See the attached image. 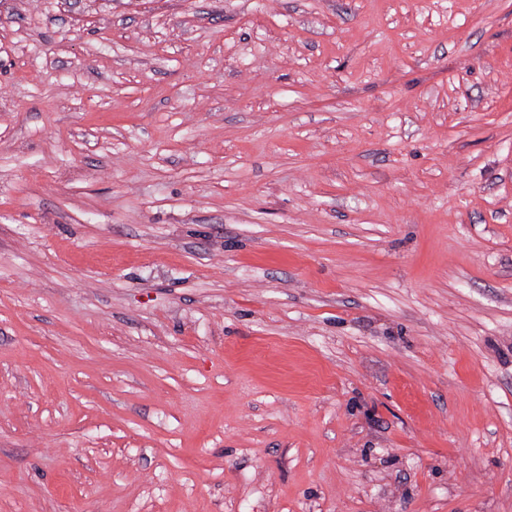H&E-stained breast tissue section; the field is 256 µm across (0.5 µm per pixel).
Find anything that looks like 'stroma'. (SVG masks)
Here are the masks:
<instances>
[{"instance_id":"35a3bbf8","label":"stroma","mask_w":512,"mask_h":512,"mask_svg":"<svg viewBox=\"0 0 512 512\" xmlns=\"http://www.w3.org/2000/svg\"><path fill=\"white\" fill-rule=\"evenodd\" d=\"M0 512H512V0H0Z\"/></svg>"}]
</instances>
